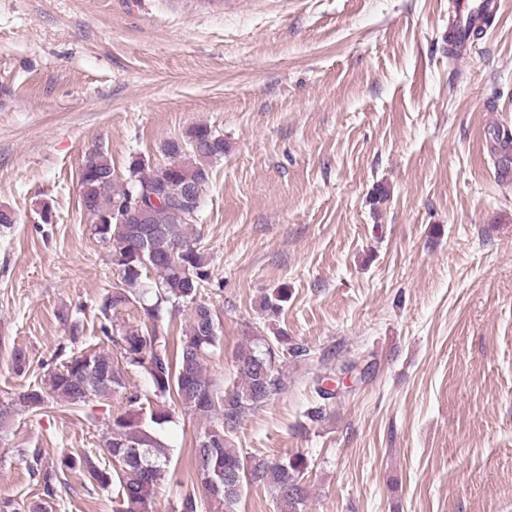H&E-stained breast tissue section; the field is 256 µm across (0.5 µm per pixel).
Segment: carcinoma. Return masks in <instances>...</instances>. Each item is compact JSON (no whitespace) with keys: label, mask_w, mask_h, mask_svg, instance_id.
I'll return each mask as SVG.
<instances>
[{"label":"carcinoma","mask_w":512,"mask_h":512,"mask_svg":"<svg viewBox=\"0 0 512 512\" xmlns=\"http://www.w3.org/2000/svg\"><path fill=\"white\" fill-rule=\"evenodd\" d=\"M511 150L512 131L496 130L493 152ZM162 151L170 158L168 164L149 169L137 157L129 165L126 185L120 188L112 182V162L105 153L95 151L85 157L78 178L80 205L95 235L112 247V264L118 271V282L98 307L100 333L115 353L78 346L79 324L72 323L70 352L60 366L26 391L0 399V441L7 437L17 407L38 411L60 403L79 408L92 399L127 391L126 374L133 370L146 376L155 403L112 417L102 440L101 459L66 455L52 468L38 469L42 491L38 499L23 506L25 512H47L50 501L59 496L57 472L76 468L86 471L94 487H116L113 512H152L157 486L169 474L171 462L158 436V428L172 419L165 406L169 400L207 420H222L193 448L202 488L218 512H235L248 480L272 487L280 512H299L305 500L301 479L307 462L302 456L278 461L243 456L231 448L225 434V428L236 426L246 411L274 400L285 388V377L275 369L278 354L272 345L249 342L235 355L238 382L232 389L224 390L207 376L203 357L220 344L221 336L214 309L202 300L212 271L193 237L195 218L186 217L185 208L173 201L146 202L151 207L147 224H118L112 218V212L136 201L138 191L146 186L208 185L211 161L224 155V137L200 125L183 139L168 140ZM151 275L155 276L154 300L143 303L144 280ZM133 302L142 309V325L114 330L111 311ZM286 302L288 289L276 288L264 297L263 310L276 315ZM180 305L189 308V321L172 343L164 322ZM10 357L16 373L29 370L25 349L13 348ZM127 399L137 404L141 393L131 391ZM177 512H200L195 489L179 491Z\"/></svg>","instance_id":"cac0c4a2"}]
</instances>
